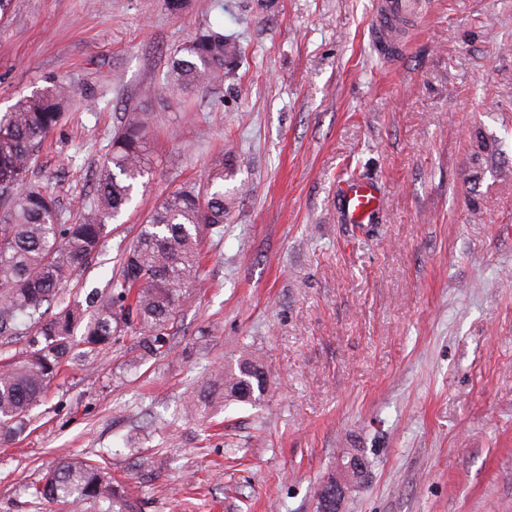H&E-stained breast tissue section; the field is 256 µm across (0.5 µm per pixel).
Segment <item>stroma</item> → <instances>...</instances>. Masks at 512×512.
Returning <instances> with one entry per match:
<instances>
[{
	"mask_svg": "<svg viewBox=\"0 0 512 512\" xmlns=\"http://www.w3.org/2000/svg\"><path fill=\"white\" fill-rule=\"evenodd\" d=\"M372 2L191 0L175 16L163 0H12L0 113L53 80L74 89L31 174L67 215L122 113L153 118L149 180L68 292L105 288L161 197L227 153L234 206L202 240L169 351L123 336L0 442V512H71L31 486L74 454L105 458L142 512H314L347 448L369 477L342 512H512V0H425L394 64L371 45ZM211 25L241 64L171 93L168 58ZM480 137L495 150L476 163ZM350 178L379 187L373 223L344 221ZM254 353L265 401L205 394L213 366Z\"/></svg>",
	"mask_w": 512,
	"mask_h": 512,
	"instance_id": "35a3bbf8",
	"label": "stroma"
}]
</instances>
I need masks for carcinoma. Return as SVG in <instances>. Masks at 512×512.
<instances>
[{
    "instance_id": "obj_1",
    "label": "carcinoma",
    "mask_w": 512,
    "mask_h": 512,
    "mask_svg": "<svg viewBox=\"0 0 512 512\" xmlns=\"http://www.w3.org/2000/svg\"><path fill=\"white\" fill-rule=\"evenodd\" d=\"M243 58L239 42L221 27H208L183 44L169 65V86L182 94L215 87ZM72 88L52 81L24 96L0 116V196L19 190L0 220V338L21 337L25 350L0 364V431L19 434L52 382L70 364L96 359L127 332L138 334L146 354L166 346L167 330L187 288L201 280L199 242L219 233L228 214L224 162L204 185L170 190L124 249L107 289L85 298L62 296L68 279L89 267L109 221L132 202L135 187L151 174L149 114L132 109L112 132L111 149L97 173L96 194L67 222L53 191L28 180L40 148L68 107ZM82 333H77V330ZM244 403L267 396L263 364L240 360L216 367L206 388ZM34 497L75 512H140L139 501L105 468L83 457H65L34 485Z\"/></svg>"
}]
</instances>
